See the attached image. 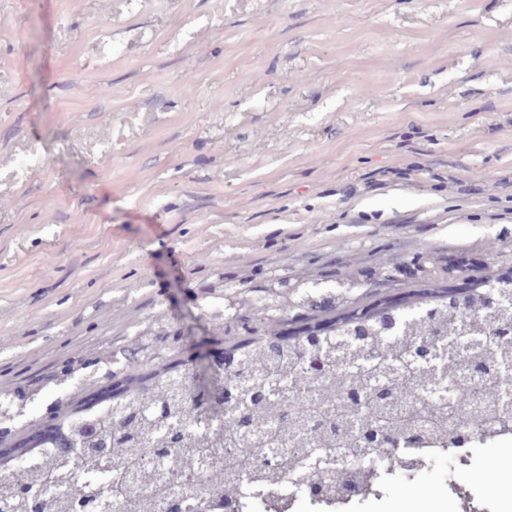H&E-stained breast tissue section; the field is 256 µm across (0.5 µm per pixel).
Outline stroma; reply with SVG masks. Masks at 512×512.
Here are the masks:
<instances>
[{
	"mask_svg": "<svg viewBox=\"0 0 512 512\" xmlns=\"http://www.w3.org/2000/svg\"><path fill=\"white\" fill-rule=\"evenodd\" d=\"M508 112L512 0H0V381L104 339L140 369L89 324L132 283L190 353L208 262L475 284L512 241ZM477 478L443 459L368 512Z\"/></svg>",
	"mask_w": 512,
	"mask_h": 512,
	"instance_id": "1",
	"label": "stroma"
}]
</instances>
